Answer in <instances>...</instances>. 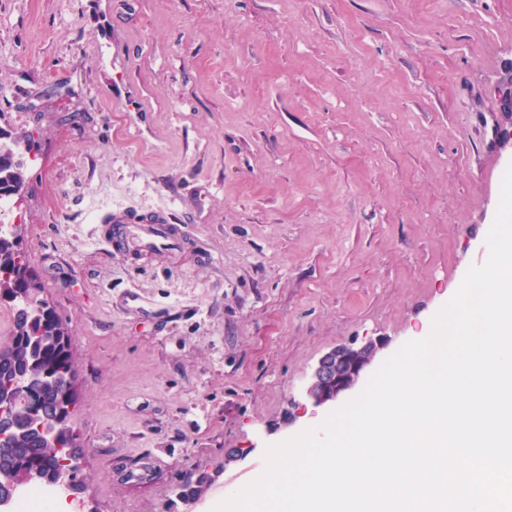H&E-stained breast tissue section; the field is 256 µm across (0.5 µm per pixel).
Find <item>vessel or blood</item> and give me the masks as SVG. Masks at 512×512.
<instances>
[{"instance_id":"obj_1","label":"vessel or blood","mask_w":512,"mask_h":512,"mask_svg":"<svg viewBox=\"0 0 512 512\" xmlns=\"http://www.w3.org/2000/svg\"><path fill=\"white\" fill-rule=\"evenodd\" d=\"M101 220L113 225L114 241L124 250L163 252L178 249L184 243L160 211L116 210L103 214Z\"/></svg>"}]
</instances>
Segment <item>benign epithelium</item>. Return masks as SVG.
I'll use <instances>...</instances> for the list:
<instances>
[{
	"instance_id": "obj_1",
	"label": "benign epithelium",
	"mask_w": 512,
	"mask_h": 512,
	"mask_svg": "<svg viewBox=\"0 0 512 512\" xmlns=\"http://www.w3.org/2000/svg\"><path fill=\"white\" fill-rule=\"evenodd\" d=\"M501 90L502 112L508 116V122L498 127L496 138L502 145L512 146V70L501 79ZM383 347L382 341L370 340L359 347L341 345L324 353L317 360L296 407L304 409L309 403L315 407L331 404L352 391ZM28 480V473L18 470L9 481L0 484V496L13 495Z\"/></svg>"
}]
</instances>
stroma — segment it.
I'll return each instance as SVG.
<instances>
[{
	"mask_svg": "<svg viewBox=\"0 0 512 512\" xmlns=\"http://www.w3.org/2000/svg\"><path fill=\"white\" fill-rule=\"evenodd\" d=\"M510 68L512 0H0L7 221L73 339L89 512H208L328 415L284 422L323 353L432 321L488 251ZM119 209L188 250H114ZM24 184L23 163L16 152L9 146L1 148L0 144V197L13 196Z\"/></svg>",
	"mask_w": 512,
	"mask_h": 512,
	"instance_id": "1",
	"label": "stroma"
}]
</instances>
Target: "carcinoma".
<instances>
[{"label": "carcinoma", "instance_id": "obj_1", "mask_svg": "<svg viewBox=\"0 0 512 512\" xmlns=\"http://www.w3.org/2000/svg\"><path fill=\"white\" fill-rule=\"evenodd\" d=\"M24 184L23 163L13 148L0 147V197ZM21 225L0 234V303L13 311L8 339L0 352V398L13 433L0 444V461L38 473L29 485L55 488L56 469L48 467L62 450L76 448L72 427L79 390L74 351L57 311L33 295L42 292L39 277L19 246Z\"/></svg>", "mask_w": 512, "mask_h": 512}]
</instances>
